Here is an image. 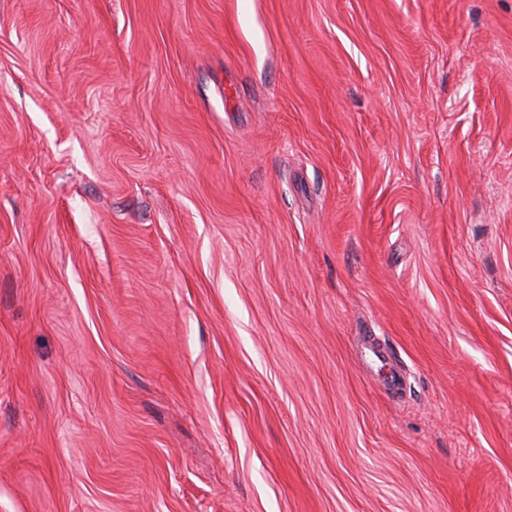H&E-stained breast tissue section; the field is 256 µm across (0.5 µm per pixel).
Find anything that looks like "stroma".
<instances>
[{
  "label": "stroma",
  "mask_w": 512,
  "mask_h": 512,
  "mask_svg": "<svg viewBox=\"0 0 512 512\" xmlns=\"http://www.w3.org/2000/svg\"><path fill=\"white\" fill-rule=\"evenodd\" d=\"M0 512H512V0H0Z\"/></svg>",
  "instance_id": "obj_1"
}]
</instances>
